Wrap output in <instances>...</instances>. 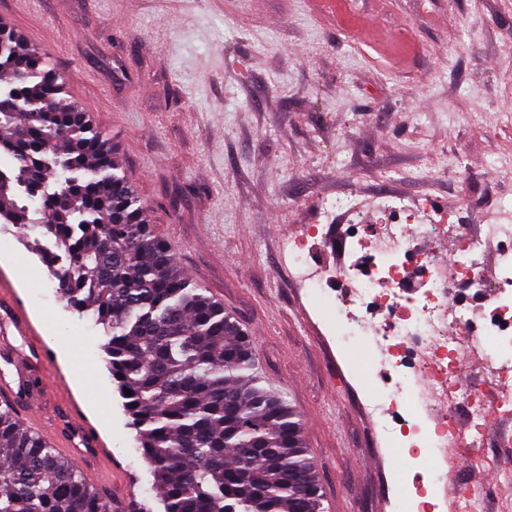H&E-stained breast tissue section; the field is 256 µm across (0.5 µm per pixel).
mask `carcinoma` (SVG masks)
I'll use <instances>...</instances> for the list:
<instances>
[{"mask_svg": "<svg viewBox=\"0 0 512 512\" xmlns=\"http://www.w3.org/2000/svg\"><path fill=\"white\" fill-rule=\"evenodd\" d=\"M46 56L0 22V223L39 231L62 301L105 362L162 512H322L316 464L250 340L193 286ZM129 389L128 395L124 389ZM0 512H111L71 461L0 410Z\"/></svg>", "mask_w": 512, "mask_h": 512, "instance_id": "cac0c4a2", "label": "carcinoma"}]
</instances>
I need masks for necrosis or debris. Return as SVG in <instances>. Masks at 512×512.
<instances>
[{
    "instance_id": "4bbe7bcc",
    "label": "necrosis or debris",
    "mask_w": 512,
    "mask_h": 512,
    "mask_svg": "<svg viewBox=\"0 0 512 512\" xmlns=\"http://www.w3.org/2000/svg\"><path fill=\"white\" fill-rule=\"evenodd\" d=\"M493 240L502 248L489 277ZM282 250L338 348L361 351L375 376L371 414L412 486L398 512H440L450 498L484 512L486 490L449 488L434 460L446 448L477 454L494 436L488 412L512 420V206L469 229L428 194L327 201L318 223L287 233ZM464 352L478 355L479 382L463 378Z\"/></svg>"
}]
</instances>
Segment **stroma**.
<instances>
[{"label":"stroma","mask_w":512,"mask_h":512,"mask_svg":"<svg viewBox=\"0 0 512 512\" xmlns=\"http://www.w3.org/2000/svg\"><path fill=\"white\" fill-rule=\"evenodd\" d=\"M0 0V21L48 57L67 98L117 149L147 220L190 279L248 334L262 386L297 411L324 512H396L402 482L354 369L279 244L322 200L391 187L475 225L512 202V0ZM368 17L364 39L347 21ZM33 235L4 266L42 336L63 323L135 501L153 476L106 368L104 329L67 307ZM88 392V393H89Z\"/></svg>","instance_id":"obj_1"}]
</instances>
